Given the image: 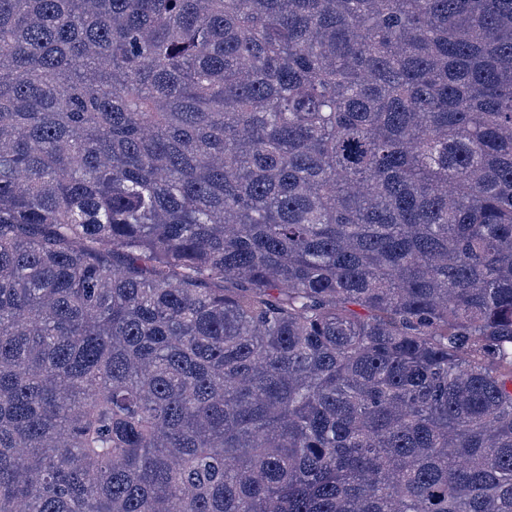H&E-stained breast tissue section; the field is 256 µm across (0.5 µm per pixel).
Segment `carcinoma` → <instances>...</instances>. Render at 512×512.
Returning a JSON list of instances; mask_svg holds the SVG:
<instances>
[{
  "instance_id": "1",
  "label": "carcinoma",
  "mask_w": 512,
  "mask_h": 512,
  "mask_svg": "<svg viewBox=\"0 0 512 512\" xmlns=\"http://www.w3.org/2000/svg\"><path fill=\"white\" fill-rule=\"evenodd\" d=\"M0 512H512V0H0Z\"/></svg>"
}]
</instances>
